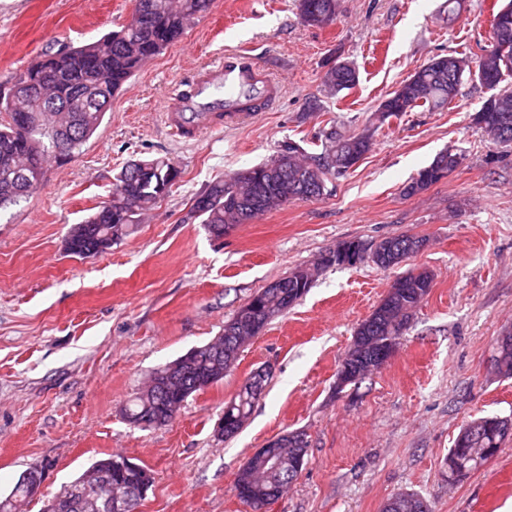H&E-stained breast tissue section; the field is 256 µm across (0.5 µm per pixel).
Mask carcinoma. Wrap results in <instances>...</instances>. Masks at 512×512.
Wrapping results in <instances>:
<instances>
[{
	"label": "carcinoma",
	"instance_id": "cac0c4a2",
	"mask_svg": "<svg viewBox=\"0 0 512 512\" xmlns=\"http://www.w3.org/2000/svg\"><path fill=\"white\" fill-rule=\"evenodd\" d=\"M211 0H135L131 19L99 39L79 45H60L49 50L39 60L15 75L9 85L0 88V207L14 204L28 196L39 182L22 180V173L34 175L46 171L50 158H58L59 146L65 156L73 157L97 133L105 116L112 111L116 92L135 72L169 44L181 37L185 28L209 9ZM300 20L312 27H322L336 20V0H298ZM483 72L482 84L492 94L487 97L476 116H486L481 130L493 141L509 145L493 120L501 111L512 118V87L505 81L512 76V0L503 4L492 23L491 40L474 59V65L454 55L437 56L424 64L388 95L377 107L362 131L345 135L333 130L325 135L322 152L307 155L300 147L288 144L270 162L243 169L222 181L212 183L204 193L205 207L191 210L201 219L209 233L224 234L230 224H247L258 216L281 208L293 201H309L310 188L317 197L325 192L328 177L342 175L352 167L348 157L362 158L369 150L372 130L405 112L423 107L435 110L452 101L450 93L458 92L468 77ZM325 82L340 92L354 86L358 72L345 62L331 66ZM21 89L31 91L27 102L33 124L25 131L17 121L22 98ZM87 92L94 93L96 104L83 112L70 111V105ZM462 155L446 150L431 164L422 168L405 186L403 195L414 196L439 182L442 173L456 169ZM179 177V170L163 159L151 160L150 170L129 162L116 177L112 187V203H101L83 223L70 229L68 236L71 255L103 253L112 244L127 236L140 216L166 195ZM398 289L389 295L387 303L394 310L393 318H412L414 309L433 287V277L427 271L408 272L395 279ZM313 284V273L299 267L278 279V287L263 288L255 293L256 301L268 307L276 318L288 307L281 304L278 293L306 294ZM197 372L203 382L187 393L173 392L172 400H186L209 387L212 357L199 347ZM260 395L237 394L224 404V418L231 420L238 431L252 413ZM166 406L151 403L147 394H134L126 403L123 414L129 424L147 420L156 426H166ZM145 468L138 466L112 474L117 488L139 490ZM297 471L288 466L272 474V487L288 488L297 479Z\"/></svg>",
	"mask_w": 512,
	"mask_h": 512
}]
</instances>
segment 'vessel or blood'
<instances>
[{"mask_svg":"<svg viewBox=\"0 0 512 512\" xmlns=\"http://www.w3.org/2000/svg\"><path fill=\"white\" fill-rule=\"evenodd\" d=\"M281 92L250 56L235 52L195 72L187 90L165 100L170 134L192 142L266 111Z\"/></svg>","mask_w":512,"mask_h":512,"instance_id":"obj_1","label":"vessel or blood"}]
</instances>
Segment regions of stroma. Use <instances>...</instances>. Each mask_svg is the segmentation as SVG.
Instances as JSON below:
<instances>
[{
    "label": "stroma",
    "instance_id": "35a3bbf8",
    "mask_svg": "<svg viewBox=\"0 0 512 512\" xmlns=\"http://www.w3.org/2000/svg\"><path fill=\"white\" fill-rule=\"evenodd\" d=\"M340 0L339 19L301 23L295 0H212L181 38L116 94L90 141L20 204L0 209V493L33 467L51 496L95 460L121 452L151 470L139 512H251L232 489L269 440H308L297 480L266 512H379L398 492L431 512H512V437L481 469L448 480L459 430L512 418V378L493 370L512 327V144L474 121L487 91L464 82L436 112H407L378 129L369 152L329 177L324 196L293 202L224 237L189 218L215 181L274 158L291 141L322 150L326 132L363 129L380 102L438 55L487 45L491 0ZM133 0H0V85L49 48L81 45L126 22ZM248 51L280 84L268 112L194 143L171 138L166 98L225 52ZM357 83L334 93L333 59ZM462 163L423 192L403 187L445 149ZM165 158L169 193L106 252L66 253L74 224L106 201L126 163ZM412 234L424 247L397 269L364 260L323 268L310 291L266 326L235 367L190 396L166 426L123 419L153 372L207 344L255 292L340 243ZM426 270L433 287L388 364L336 387L354 331L396 276ZM270 378L245 426L217 438L225 402L255 370Z\"/></svg>",
    "mask_w": 512,
    "mask_h": 512
}]
</instances>
